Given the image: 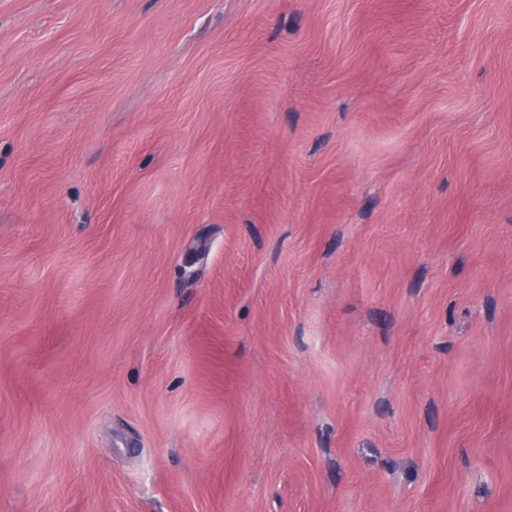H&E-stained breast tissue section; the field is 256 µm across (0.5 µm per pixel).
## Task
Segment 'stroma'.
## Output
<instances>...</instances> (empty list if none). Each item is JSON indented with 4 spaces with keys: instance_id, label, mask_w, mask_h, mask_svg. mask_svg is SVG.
<instances>
[{
    "instance_id": "stroma-1",
    "label": "stroma",
    "mask_w": 512,
    "mask_h": 512,
    "mask_svg": "<svg viewBox=\"0 0 512 512\" xmlns=\"http://www.w3.org/2000/svg\"><path fill=\"white\" fill-rule=\"evenodd\" d=\"M0 512H512V0H0Z\"/></svg>"
}]
</instances>
